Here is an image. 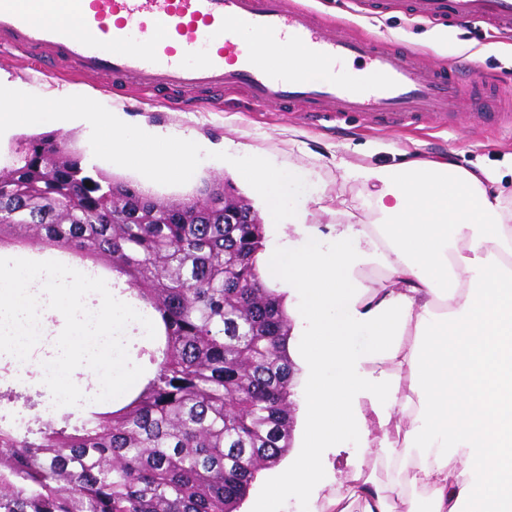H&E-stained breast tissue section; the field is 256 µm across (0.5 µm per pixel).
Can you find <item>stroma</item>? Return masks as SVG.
<instances>
[{
  "instance_id": "1",
  "label": "stroma",
  "mask_w": 512,
  "mask_h": 512,
  "mask_svg": "<svg viewBox=\"0 0 512 512\" xmlns=\"http://www.w3.org/2000/svg\"><path fill=\"white\" fill-rule=\"evenodd\" d=\"M288 3L368 45L399 48L409 59L427 67L453 71L463 82L466 104L449 105L447 121H427L394 130L369 125L359 112H324L309 119L303 106L282 109L257 105L240 89L226 92L205 106L198 105L189 94H142L121 81L85 80L72 65L60 60L53 61L52 72L47 75L9 52H0V88L18 89L29 99H52L62 112L70 111L76 102L87 112H120L129 125L144 124L175 137L189 136L203 142L199 166L188 183L152 184L138 173L95 155L90 130L84 123L73 121L58 128V135L87 150L90 163L157 196L193 194L205 178L226 181L236 193L248 195L246 183L224 163V148L228 145L243 153L261 155L274 169H301L307 188L297 192V207L306 223L323 238L330 235L332 224L339 222L341 207H348L361 218L367 215V191L360 180L349 175V167L391 166L407 154L427 158L447 155L463 168H484L500 178L504 196L512 200V132L494 128L483 118L493 100L512 109V34L502 35L471 22L449 26L448 41L441 45L429 37L433 23L410 15L403 7L368 16L357 12L352 0ZM295 367L292 400L296 416L291 446L278 463L258 472L237 512H256L267 486L293 466L300 453L305 367L300 361ZM121 404L116 398L105 402L85 400L70 408L54 406L50 391L37 384L21 386L10 362L0 356V418L13 422L37 416L58 421L71 412L87 415ZM357 467L373 472L378 481L387 479L383 470L373 469L370 458L361 457L354 443L337 441L321 455L319 485L311 488L308 497L282 503L280 512H329L326 494Z\"/></svg>"
}]
</instances>
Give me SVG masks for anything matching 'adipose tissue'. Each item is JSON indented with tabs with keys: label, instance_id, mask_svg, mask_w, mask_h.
Wrapping results in <instances>:
<instances>
[{
	"label": "adipose tissue",
	"instance_id": "adipose-tissue-1",
	"mask_svg": "<svg viewBox=\"0 0 512 512\" xmlns=\"http://www.w3.org/2000/svg\"><path fill=\"white\" fill-rule=\"evenodd\" d=\"M60 118L54 103L0 98V131ZM85 118L98 155L153 180L191 177L192 140H163L119 112ZM224 160L296 232L266 246L259 272L300 295L306 426L258 512L307 495L340 437L393 479L348 473L326 497L329 512L355 502L361 512H512V211L502 193L447 157L358 167L372 221L324 239L287 209L299 171L234 152ZM369 270L379 279L366 280Z\"/></svg>",
	"mask_w": 512,
	"mask_h": 512
}]
</instances>
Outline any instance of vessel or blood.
I'll return each instance as SVG.
<instances>
[{
    "label": "vessel or blood",
    "mask_w": 512,
    "mask_h": 512,
    "mask_svg": "<svg viewBox=\"0 0 512 512\" xmlns=\"http://www.w3.org/2000/svg\"><path fill=\"white\" fill-rule=\"evenodd\" d=\"M408 3L423 19L512 32V0ZM254 38L278 45V57L258 61ZM0 47L21 51L32 65L69 60L83 77L128 79L148 94L214 97L242 87L257 103H301L313 117L360 112L370 124L397 129L442 118L462 91L453 73L402 60L390 47L366 46L285 0H0ZM292 47L305 49L307 69L285 62ZM345 59L367 60V82H336L330 69Z\"/></svg>",
    "instance_id": "1"
}]
</instances>
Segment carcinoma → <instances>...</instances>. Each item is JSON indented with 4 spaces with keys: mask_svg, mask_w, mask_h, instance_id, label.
<instances>
[{
    "mask_svg": "<svg viewBox=\"0 0 512 512\" xmlns=\"http://www.w3.org/2000/svg\"><path fill=\"white\" fill-rule=\"evenodd\" d=\"M7 239L112 268L163 348L118 409L0 423V512H236L294 423L292 321L258 273L264 225L224 223L222 182L160 198L45 132L20 137L0 167Z\"/></svg>",
    "mask_w": 512,
    "mask_h": 512,
    "instance_id": "1",
    "label": "carcinoma"
}]
</instances>
